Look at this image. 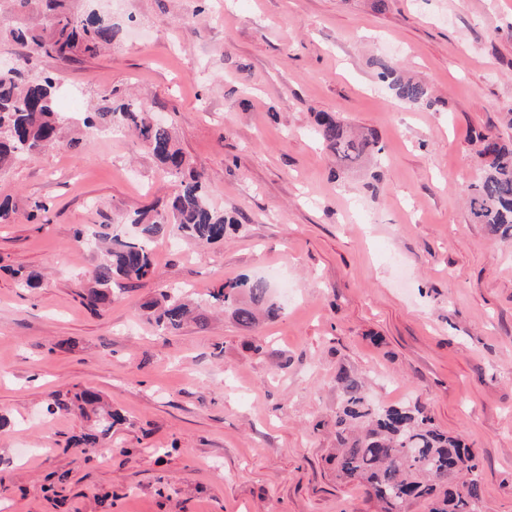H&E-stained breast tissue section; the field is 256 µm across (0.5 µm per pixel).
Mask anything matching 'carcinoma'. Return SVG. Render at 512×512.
<instances>
[{"instance_id":"carcinoma-1","label":"carcinoma","mask_w":512,"mask_h":512,"mask_svg":"<svg viewBox=\"0 0 512 512\" xmlns=\"http://www.w3.org/2000/svg\"><path fill=\"white\" fill-rule=\"evenodd\" d=\"M8 2L7 9H0V33L27 53L15 57L12 66L0 68V173L22 158L38 157L59 140L56 80L49 74H30V54L70 62L97 54L111 45L117 34L109 19L93 10L76 8L80 0ZM378 67V77L388 83L397 98L411 106L431 103L424 84L399 75L388 60L379 61ZM84 123L90 128L133 131L141 148L175 182L163 210L151 218L141 212L128 218L139 226L137 236L126 240L115 234L96 239L95 250L102 257L90 272L82 298L86 306L97 310L112 304L115 291L150 278L154 273L152 247L159 239L183 237L214 243L224 239L234 221L210 205L205 178L189 167L172 127L154 120L142 101L129 99L115 107L106 103ZM315 134L348 165L380 151L373 135H357L330 116L319 117ZM480 143L477 156L483 175L467 194L471 220L494 236L512 239V148L493 134L480 136ZM211 298L238 325L247 328L257 324L261 312L270 319L280 312L270 299L268 282L258 277L224 283L211 292ZM149 308L154 310L161 332L179 330L191 316L201 325L206 320L200 312L191 315L178 291L161 293V301ZM336 383L343 392L334 421L339 476L364 487L382 505L383 512H407V504L414 500L432 502L431 512H479L482 489L478 458L460 438L439 431L422 408H373L362 382L344 371L336 374ZM48 409L52 413L77 410L93 422L91 431L75 440L80 450H112V428L121 417L103 405L95 390L58 393Z\"/></svg>"}]
</instances>
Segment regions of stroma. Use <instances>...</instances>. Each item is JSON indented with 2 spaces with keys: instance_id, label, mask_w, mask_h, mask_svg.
Masks as SVG:
<instances>
[{
  "instance_id": "35a3bbf8",
  "label": "stroma",
  "mask_w": 512,
  "mask_h": 512,
  "mask_svg": "<svg viewBox=\"0 0 512 512\" xmlns=\"http://www.w3.org/2000/svg\"><path fill=\"white\" fill-rule=\"evenodd\" d=\"M119 30L94 57L35 55L57 78L61 142L0 176V512H382L336 476V374L378 407L419 406L479 456L481 512H512V240L472 223L479 134L512 145V0H105ZM385 58L431 94L412 107ZM134 95L172 126L223 241L156 244L155 274L95 313L85 234H131L172 186L127 132L85 128ZM373 132L378 162L337 166L320 113ZM80 139L78 149L67 146ZM46 205L33 212L34 202ZM41 271L20 288L16 269ZM267 279L278 318L212 305ZM186 289L208 323L158 334L147 309ZM89 387L121 413L112 451L51 414ZM65 484H58L60 473Z\"/></svg>"
}]
</instances>
